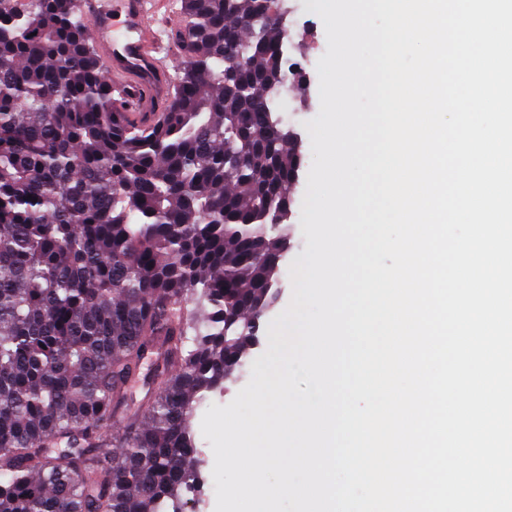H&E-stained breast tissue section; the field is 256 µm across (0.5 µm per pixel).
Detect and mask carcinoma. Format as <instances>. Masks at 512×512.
<instances>
[{
  "instance_id": "carcinoma-1",
  "label": "carcinoma",
  "mask_w": 512,
  "mask_h": 512,
  "mask_svg": "<svg viewBox=\"0 0 512 512\" xmlns=\"http://www.w3.org/2000/svg\"><path fill=\"white\" fill-rule=\"evenodd\" d=\"M181 4L173 97L143 123L77 0H0V512H184L194 403L275 300L303 165L278 115L288 6Z\"/></svg>"
}]
</instances>
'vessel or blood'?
<instances>
[{
    "label": "vessel or blood",
    "mask_w": 512,
    "mask_h": 512,
    "mask_svg": "<svg viewBox=\"0 0 512 512\" xmlns=\"http://www.w3.org/2000/svg\"><path fill=\"white\" fill-rule=\"evenodd\" d=\"M89 19L104 75L117 89L130 118L152 121L172 92L170 70L154 27L162 0H79Z\"/></svg>",
    "instance_id": "vessel-or-blood-1"
}]
</instances>
